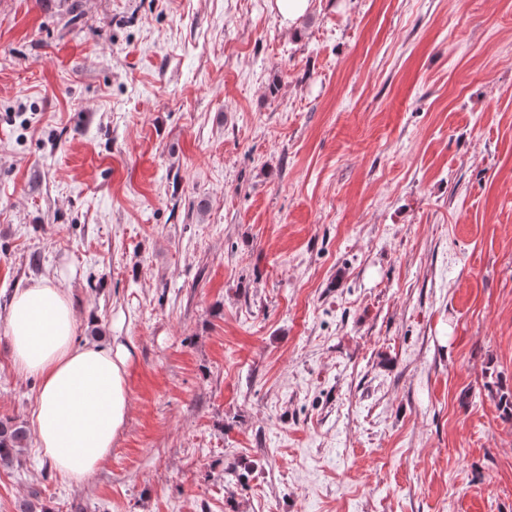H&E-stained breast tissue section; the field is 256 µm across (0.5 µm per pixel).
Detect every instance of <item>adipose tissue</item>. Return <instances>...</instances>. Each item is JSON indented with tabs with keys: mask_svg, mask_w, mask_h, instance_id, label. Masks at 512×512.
<instances>
[{
	"mask_svg": "<svg viewBox=\"0 0 512 512\" xmlns=\"http://www.w3.org/2000/svg\"><path fill=\"white\" fill-rule=\"evenodd\" d=\"M7 326L15 367L40 380L32 412L39 446L58 472L83 481L109 456L124 425L129 350L117 341L76 345L72 301L57 278L16 289Z\"/></svg>",
	"mask_w": 512,
	"mask_h": 512,
	"instance_id": "obj_1",
	"label": "adipose tissue"
}]
</instances>
